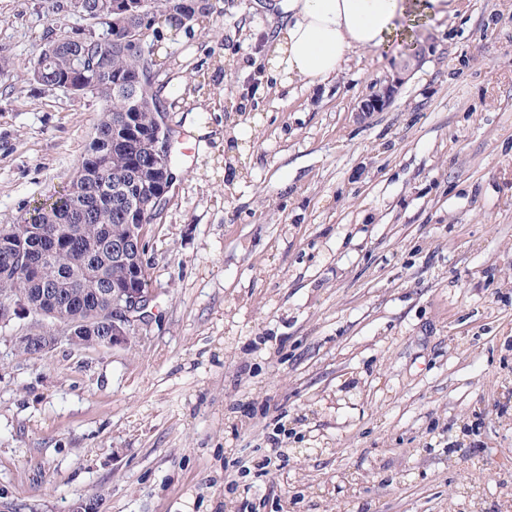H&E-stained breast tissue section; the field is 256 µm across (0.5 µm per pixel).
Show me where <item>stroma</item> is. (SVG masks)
<instances>
[{
  "instance_id": "obj_1",
  "label": "stroma",
  "mask_w": 512,
  "mask_h": 512,
  "mask_svg": "<svg viewBox=\"0 0 512 512\" xmlns=\"http://www.w3.org/2000/svg\"><path fill=\"white\" fill-rule=\"evenodd\" d=\"M157 24L188 144L145 257L157 298L127 345L0 321V512H503L512 492V0L412 29L405 49L281 87L258 66L274 0ZM56 0H0V225L65 187L101 117L34 83L88 29ZM274 467L260 465L271 446ZM420 58V50H413L408 53L387 83L360 101L357 112L367 115L371 112H380L385 109L407 77L418 66Z\"/></svg>"
}]
</instances>
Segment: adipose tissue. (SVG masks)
I'll return each mask as SVG.
<instances>
[{
    "label": "adipose tissue",
    "mask_w": 512,
    "mask_h": 512,
    "mask_svg": "<svg viewBox=\"0 0 512 512\" xmlns=\"http://www.w3.org/2000/svg\"><path fill=\"white\" fill-rule=\"evenodd\" d=\"M281 8L266 67L287 85L335 77L355 51L401 47L417 14L443 11L444 0H283Z\"/></svg>",
    "instance_id": "adipose-tissue-1"
}]
</instances>
